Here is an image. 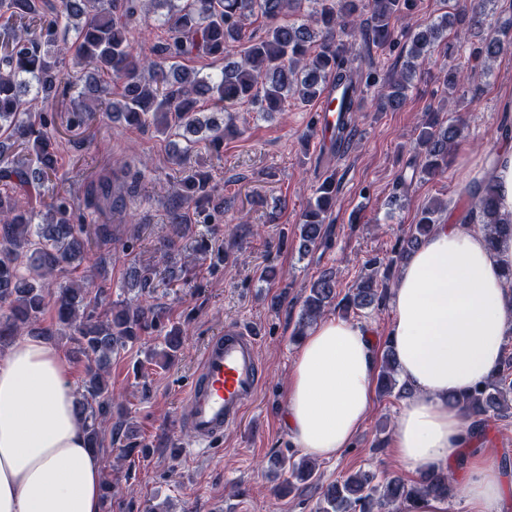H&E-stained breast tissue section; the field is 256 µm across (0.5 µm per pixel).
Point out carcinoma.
<instances>
[{
  "mask_svg": "<svg viewBox=\"0 0 512 512\" xmlns=\"http://www.w3.org/2000/svg\"><path fill=\"white\" fill-rule=\"evenodd\" d=\"M494 0H457L454 12L420 23L405 46L406 62L400 72L387 79L389 91L378 95L379 108L397 110L407 99L420 66L434 53L445 57L462 45L449 40L448 29L459 22L482 33L487 6ZM414 0H0V155L20 143L30 158L11 161L0 168V347L12 338L33 331L48 311L52 326L43 329L69 337L85 359L84 381L78 413L83 421L88 446L99 447L102 426L112 413L109 367L112 354L138 341L141 336L163 327L166 312L151 304L146 296L153 288L154 270L132 266L127 272V290L137 291L141 301L112 303L106 280L95 282L84 277L50 289L49 280L85 258L88 246L85 225L75 222V202L57 194L42 203V209L26 208L18 199L40 190L56 172V144L43 131L44 123L34 109L38 99L49 97L60 80L61 58L71 55L73 66L88 71L81 103L73 108L74 123L91 121L104 109L129 125H153L162 134L172 128L204 133L215 148L224 143V122L205 116L197 109L202 98L220 104L219 110L244 103L257 112H283L288 101L308 104L328 89L340 91L336 97L338 121L336 149L351 143L355 104L364 89L380 83V76L354 67L351 47L336 39V33L362 35L383 48L396 45L393 21L400 19ZM166 8L161 26L164 42L146 49L135 45L134 32L149 20L150 9ZM368 11L370 29L360 22ZM264 19L265 35L246 38V22ZM512 18L498 30L481 37L471 58H497L509 44ZM248 41L243 54L234 50ZM207 56L224 61L216 76H203L181 61ZM118 83L121 100L108 102L104 85ZM465 123L460 117H444L436 109L423 113L419 134L410 161L411 179L430 180L444 173L458 143L464 139ZM141 171L131 172L116 165L98 179L99 194L91 195L87 208L95 219L112 217L123 221V208L111 195L135 183ZM215 188L209 177L199 173L183 183V193L172 206L171 220L181 223L179 205L192 202L198 208L212 201ZM335 197V185L328 179L315 189L314 201L302 212L299 222L304 250L327 237L326 220ZM479 210L480 223L489 245L512 234V223L500 222L497 194L491 183L484 185L479 198L459 216L471 220ZM448 207L431 203L421 209L416 223L409 226L387 258L368 259L370 273L362 276L344 296L337 293L336 277L325 270L306 286L302 314L294 339L327 308L342 311L380 306L378 275L389 278L443 221ZM161 351L149 358L170 361L182 345L181 331L175 329L163 338ZM382 392L410 394L400 382L396 353L392 346L383 350L378 374ZM448 405L471 420V430H481L491 419L512 416V354L504 357L496 373L473 389L448 396ZM286 484L292 480L314 484L315 465L301 458L288 459ZM453 478L433 472L411 484L396 475L377 476L357 471L319 492L315 512H385L386 507L404 501L432 496L445 500L452 496Z\"/></svg>",
  "mask_w": 512,
  "mask_h": 512,
  "instance_id": "carcinoma-1",
  "label": "carcinoma"
}]
</instances>
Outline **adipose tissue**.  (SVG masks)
Returning <instances> with one entry per match:
<instances>
[{
	"mask_svg": "<svg viewBox=\"0 0 512 512\" xmlns=\"http://www.w3.org/2000/svg\"><path fill=\"white\" fill-rule=\"evenodd\" d=\"M489 180L498 215L512 222V141L485 157L464 185ZM512 236L488 245L481 225L456 219L403 263L391 295L389 339L413 391L393 436L394 458L413 473L467 466L470 512H499L508 489L484 456H465L469 420L448 397L494 373L512 334ZM374 348L359 325L327 317L300 342L288 378L285 426L298 448L331 459L351 447L373 404ZM71 368L53 345L25 337L0 356V512H101V461L86 446Z\"/></svg>",
	"mask_w": 512,
	"mask_h": 512,
	"instance_id": "obj_1",
	"label": "adipose tissue"
}]
</instances>
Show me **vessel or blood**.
<instances>
[{
	"label": "vessel or blood",
	"mask_w": 512,
	"mask_h": 512,
	"mask_svg": "<svg viewBox=\"0 0 512 512\" xmlns=\"http://www.w3.org/2000/svg\"><path fill=\"white\" fill-rule=\"evenodd\" d=\"M262 381L254 333L238 324L212 337L186 393L182 425L202 447L235 426L255 400Z\"/></svg>",
	"instance_id": "obj_1"
}]
</instances>
